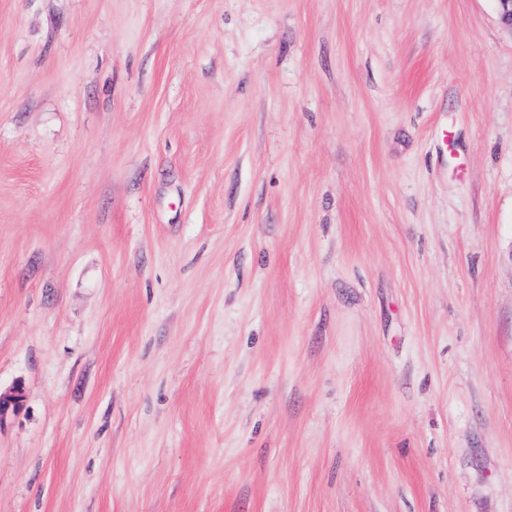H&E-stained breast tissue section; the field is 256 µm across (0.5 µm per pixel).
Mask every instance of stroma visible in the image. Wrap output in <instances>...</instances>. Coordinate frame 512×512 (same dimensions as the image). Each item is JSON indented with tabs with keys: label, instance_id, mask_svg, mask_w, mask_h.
I'll return each mask as SVG.
<instances>
[{
	"label": "stroma",
	"instance_id": "1",
	"mask_svg": "<svg viewBox=\"0 0 512 512\" xmlns=\"http://www.w3.org/2000/svg\"><path fill=\"white\" fill-rule=\"evenodd\" d=\"M0 512H512L495 0H0Z\"/></svg>",
	"mask_w": 512,
	"mask_h": 512
}]
</instances>
